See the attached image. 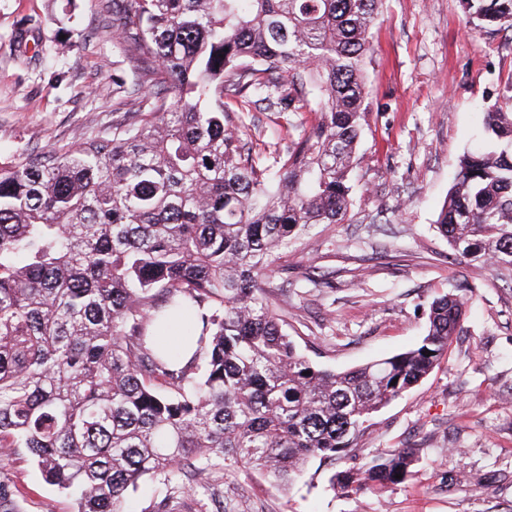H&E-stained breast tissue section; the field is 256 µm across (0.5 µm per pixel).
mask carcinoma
<instances>
[{"mask_svg": "<svg viewBox=\"0 0 512 512\" xmlns=\"http://www.w3.org/2000/svg\"><path fill=\"white\" fill-rule=\"evenodd\" d=\"M150 65V109L81 146L0 170V448L28 454L77 512H203L214 459L286 487L334 458L448 352L467 298L429 306L412 348L344 371L303 356L265 295L280 254L339 224L361 157L380 0H100ZM478 27L512 0H462ZM311 112L268 162L224 97ZM435 220L462 257L512 271V111L484 113ZM400 448L333 476L348 494L412 475ZM401 478H395V475ZM160 491V488L150 481L141 482L137 491L131 493L126 507L130 512H141L151 502L160 498Z\"/></svg>", "mask_w": 512, "mask_h": 512, "instance_id": "obj_1", "label": "carcinoma"}]
</instances>
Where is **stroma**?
<instances>
[{
    "instance_id": "35a3bbf8",
    "label": "stroma",
    "mask_w": 512,
    "mask_h": 512,
    "mask_svg": "<svg viewBox=\"0 0 512 512\" xmlns=\"http://www.w3.org/2000/svg\"><path fill=\"white\" fill-rule=\"evenodd\" d=\"M0 0V169L111 134L146 103L152 74L123 52L121 21L99 0ZM366 60L371 93L342 223L320 224L265 284L283 328L313 363L347 369L416 344L430 302L471 285L470 312L433 372L375 414L354 448L313 461L281 491L258 472L207 467L232 512H512V277L456 255L434 226L483 112L512 111V30L471 29L461 0H383ZM250 106L246 139L273 157L289 125ZM414 448L404 483L347 494L331 477ZM9 512H76L27 456H0Z\"/></svg>"
}]
</instances>
